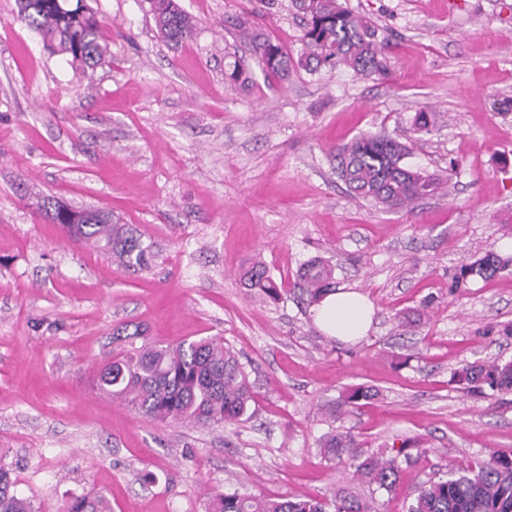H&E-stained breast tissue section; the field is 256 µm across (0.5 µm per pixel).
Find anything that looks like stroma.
Listing matches in <instances>:
<instances>
[{"mask_svg":"<svg viewBox=\"0 0 512 512\" xmlns=\"http://www.w3.org/2000/svg\"><path fill=\"white\" fill-rule=\"evenodd\" d=\"M195 17L179 46L147 0H90L112 57L84 77L0 0V465L40 512L104 495L111 512H205V494L317 498L349 488L402 512L434 471L512 449V393L452 381L476 361L512 360V266L466 288L458 266L512 259V0H344L378 27L390 72L344 68L266 77L239 27L291 56L302 16L291 0H177ZM246 81L234 82L232 67ZM435 114L418 132L417 113ZM383 132L407 166L447 177L450 195L386 210L352 199L337 146ZM112 212L157 257L118 267L71 240L31 201ZM322 257L337 287L375 309L353 344L326 336L297 288ZM262 261L284 292L250 294L241 266ZM168 344L217 337L243 363L249 419L162 424L93 387L118 332ZM376 399L328 419L349 388ZM340 427L376 452L421 441L393 492L325 461Z\"/></svg>","mask_w":512,"mask_h":512,"instance_id":"stroma-1","label":"stroma"}]
</instances>
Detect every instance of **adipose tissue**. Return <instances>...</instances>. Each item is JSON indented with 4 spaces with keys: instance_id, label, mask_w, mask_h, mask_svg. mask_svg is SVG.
I'll return each instance as SVG.
<instances>
[{
    "instance_id": "obj_1",
    "label": "adipose tissue",
    "mask_w": 512,
    "mask_h": 512,
    "mask_svg": "<svg viewBox=\"0 0 512 512\" xmlns=\"http://www.w3.org/2000/svg\"><path fill=\"white\" fill-rule=\"evenodd\" d=\"M374 310L367 297L355 290L328 293L314 307L315 321L321 330L343 343H354L365 336Z\"/></svg>"
}]
</instances>
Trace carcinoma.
<instances>
[{"instance_id":"carcinoma-1","label":"carcinoma","mask_w":512,"mask_h":512,"mask_svg":"<svg viewBox=\"0 0 512 512\" xmlns=\"http://www.w3.org/2000/svg\"><path fill=\"white\" fill-rule=\"evenodd\" d=\"M304 19L303 52L293 59L278 43L248 28L239 29L260 59L267 75L285 79L299 65L309 72L323 66H344L365 77L387 74V61L377 38L375 24L349 12L340 0H293ZM160 34L168 41L192 37L195 20L176 0H148ZM16 19L39 35L43 46L67 58L71 66L88 75L106 63L110 46L103 22L87 0H16ZM408 147L382 134H361L337 149L336 170L350 196L385 208H404L419 198L448 190V178L424 169H414L402 160ZM38 210L53 224L76 225L75 239L106 250L127 269H147L155 258L153 245H146L112 214L82 212L53 203L37 202ZM512 265L493 253L462 264L452 287L459 289L471 278L487 279ZM245 284L267 297L281 296L266 266L255 262L242 274ZM299 289L308 303L320 301L333 291V268L314 259L301 268ZM118 350L101 368L96 388L125 404L134 414L160 423H190L214 426L238 422L247 414L253 393L236 353L218 339L182 341L161 345L135 330L119 336ZM460 382L479 391L512 393V360L475 361L454 372ZM369 387L349 389L342 405L352 407L371 399ZM328 462L344 456L353 461V476L387 492L396 488L401 467L398 455L369 454L349 431L331 430L319 442ZM10 472L0 466V512H38L32 502L17 495ZM61 512H108L103 497H83ZM205 512H374L371 502L345 488L330 500L302 494L267 498L210 491ZM404 512H512V450H494L488 458L461 470L434 475L414 490Z\"/></svg>"}]
</instances>
